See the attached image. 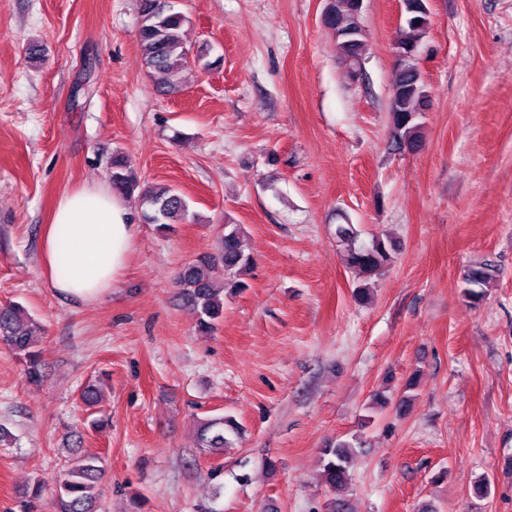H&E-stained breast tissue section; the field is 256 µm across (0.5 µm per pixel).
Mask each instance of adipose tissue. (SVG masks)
Segmentation results:
<instances>
[{
  "label": "adipose tissue",
  "instance_id": "adipose-tissue-1",
  "mask_svg": "<svg viewBox=\"0 0 512 512\" xmlns=\"http://www.w3.org/2000/svg\"><path fill=\"white\" fill-rule=\"evenodd\" d=\"M136 226L111 189L86 186L65 194L47 225L41 262L61 295L86 305L106 296L132 250Z\"/></svg>",
  "mask_w": 512,
  "mask_h": 512
}]
</instances>
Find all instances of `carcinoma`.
Returning a JSON list of instances; mask_svg holds the SVG:
<instances>
[{"instance_id": "obj_1", "label": "carcinoma", "mask_w": 512, "mask_h": 512, "mask_svg": "<svg viewBox=\"0 0 512 512\" xmlns=\"http://www.w3.org/2000/svg\"><path fill=\"white\" fill-rule=\"evenodd\" d=\"M404 26L396 44L397 71L390 103V121L396 143L410 150L422 145L419 119L425 107L426 94L421 75L413 63L419 41L429 26V10L425 0H402ZM360 0H330L324 24L336 34V50L351 67H356L364 54L365 40L359 21ZM184 14L175 4L163 6L159 0H141L139 46L151 76L167 91L178 90L181 74L190 65V49L183 28ZM112 189L135 199L143 220L165 229L185 218L188 206L179 191L152 188L140 184L129 162L123 156L111 161ZM217 250L199 255L179 274V285L196 316L198 331L213 330L224 313V292H240L247 288L241 276L253 264L245 253L241 227L226 223ZM337 239L346 244L345 263L365 279L382 275L392 262L393 245L382 236L368 244H356L357 231L351 224L336 227ZM487 267L473 268L464 277V295L475 305L483 300L484 288L490 282ZM0 344L25 355L28 380H42V352L35 349L36 333L24 310L17 304L0 306ZM239 435L236 422L229 416H218L201 422L197 436L202 448H224ZM361 443L357 440L330 442L321 449L322 476L331 492L344 490L351 484V465ZM99 458L87 457L74 462L55 480L52 488L54 512H95L101 494L103 469Z\"/></svg>"}]
</instances>
